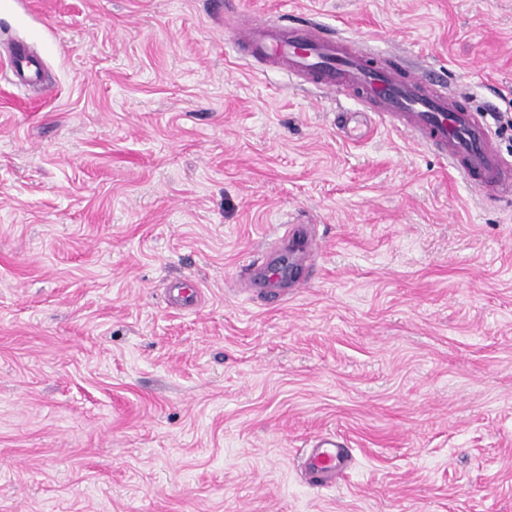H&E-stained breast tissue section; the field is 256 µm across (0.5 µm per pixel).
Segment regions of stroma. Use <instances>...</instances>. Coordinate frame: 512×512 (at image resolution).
<instances>
[{"label":"stroma","mask_w":512,"mask_h":512,"mask_svg":"<svg viewBox=\"0 0 512 512\" xmlns=\"http://www.w3.org/2000/svg\"><path fill=\"white\" fill-rule=\"evenodd\" d=\"M241 19L512 113V0H0V512H512V203L345 138L353 102L245 59ZM287 224L307 286L248 292ZM34 62L35 60L24 45H17L12 48L11 68L21 81L29 82L37 78V68ZM308 226L309 224H287V238L292 240V275L295 270L301 269L306 265L309 259V243H308ZM293 276V288H298L304 279ZM349 456V448L335 439L319 440L307 459L309 483L320 487L333 484L336 477L345 473Z\"/></svg>","instance_id":"stroma-1"}]
</instances>
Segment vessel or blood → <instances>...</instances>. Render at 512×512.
I'll list each match as a JSON object with an SVG mask.
<instances>
[{"instance_id":"vessel-or-blood-1","label":"vessel or blood","mask_w":512,"mask_h":512,"mask_svg":"<svg viewBox=\"0 0 512 512\" xmlns=\"http://www.w3.org/2000/svg\"><path fill=\"white\" fill-rule=\"evenodd\" d=\"M231 36L234 45L251 59L355 100L360 112L345 113L341 119L340 129L347 138L357 137L360 116L375 115L433 148L472 186L512 197V163L494 145L489 111L436 87L430 76L400 71L365 50L360 41L322 32L310 24L237 26ZM10 64L20 80L29 82L37 76L25 46L12 48ZM288 237L292 267L301 269L309 259L307 225H289ZM242 274L272 294L278 293L283 282L280 268L268 260L248 264ZM349 456L348 448L335 439L319 440L307 459L309 483L333 484L345 473Z\"/></svg>"}]
</instances>
